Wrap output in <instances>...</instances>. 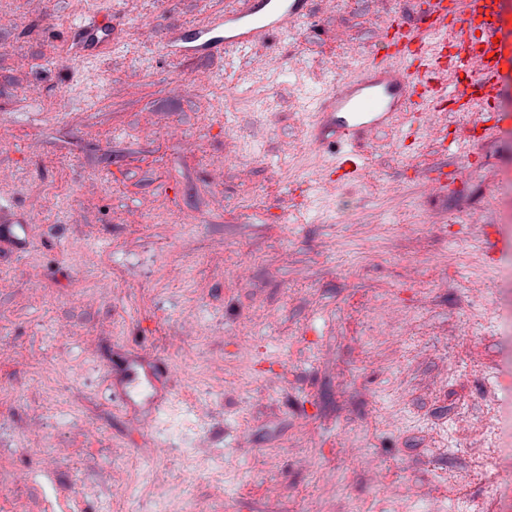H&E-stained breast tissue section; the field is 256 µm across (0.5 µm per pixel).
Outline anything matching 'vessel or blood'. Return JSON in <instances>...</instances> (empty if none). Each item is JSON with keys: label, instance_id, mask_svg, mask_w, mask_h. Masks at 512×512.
I'll list each match as a JSON object with an SVG mask.
<instances>
[{"label": "vessel or blood", "instance_id": "vessel-or-blood-1", "mask_svg": "<svg viewBox=\"0 0 512 512\" xmlns=\"http://www.w3.org/2000/svg\"><path fill=\"white\" fill-rule=\"evenodd\" d=\"M311 0H233L201 27L200 53L246 59L259 41L290 36L310 14ZM450 18L436 0L411 47L374 53L339 84L310 100L333 134L343 180L359 171L362 149L419 115L470 112L485 134L496 135L512 100V0H459Z\"/></svg>", "mask_w": 512, "mask_h": 512}]
</instances>
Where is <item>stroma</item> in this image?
Here are the masks:
<instances>
[{
    "label": "stroma",
    "mask_w": 512,
    "mask_h": 512,
    "mask_svg": "<svg viewBox=\"0 0 512 512\" xmlns=\"http://www.w3.org/2000/svg\"><path fill=\"white\" fill-rule=\"evenodd\" d=\"M224 4L0 0V225L16 236L0 242V512H170L188 497L208 512H302L304 491L336 512L314 475L344 471L351 446L444 512H512V490L488 497L458 428L487 415L495 462L512 465V252L479 253L512 238V136L488 150L470 140L464 165L455 112L447 141L408 130L397 151L366 146L354 181L298 180L289 160L310 171L333 149L327 134L295 157L306 104L293 77L311 93L343 80L388 25H416L423 0H314L296 35L256 45L273 64L252 71L188 50ZM260 96L276 116L254 115ZM256 142L265 156L227 167ZM444 164L462 172L441 199L449 223L405 235L403 209L421 207L420 179ZM396 182L405 193L386 205ZM461 195L473 213L457 210ZM169 210L194 226L141 221ZM236 264L249 281L232 278ZM384 290L415 314L413 356L400 336L364 347L365 300ZM189 316L211 340L173 352ZM197 352L211 368L191 384L180 362ZM292 433L305 447H289ZM156 469L169 492L155 503Z\"/></svg>",
    "instance_id": "35a3bbf8"
}]
</instances>
